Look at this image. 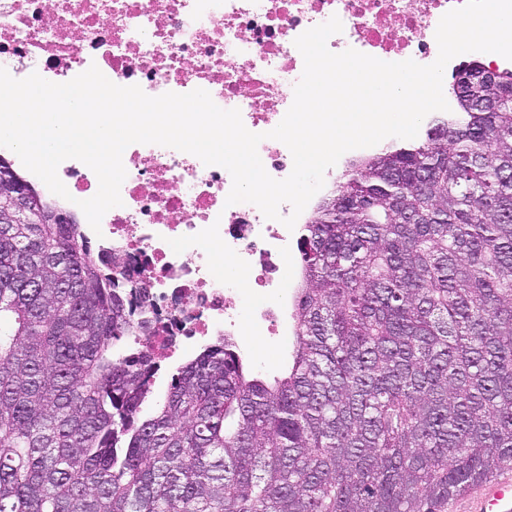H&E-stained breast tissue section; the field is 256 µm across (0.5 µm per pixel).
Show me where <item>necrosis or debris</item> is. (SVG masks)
<instances>
[{"instance_id":"4bbe7bcc","label":"necrosis or debris","mask_w":512,"mask_h":512,"mask_svg":"<svg viewBox=\"0 0 512 512\" xmlns=\"http://www.w3.org/2000/svg\"><path fill=\"white\" fill-rule=\"evenodd\" d=\"M465 0H0V67L64 83L90 66L113 83L151 96L206 90L239 109L267 173L289 176L288 147L267 138L294 99L304 60L295 39L338 16L327 46L386 62L427 65L438 56L441 17ZM122 206L102 218L100 253L116 252L148 286L144 343L157 364L188 343L243 329L245 318L274 322L272 302L244 303L222 261L248 269L261 293L285 287L288 230L249 203L227 205L223 167L156 144L123 153Z\"/></svg>"}]
</instances>
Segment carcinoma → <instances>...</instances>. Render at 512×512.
I'll return each mask as SVG.
<instances>
[{"label": "carcinoma", "mask_w": 512, "mask_h": 512, "mask_svg": "<svg viewBox=\"0 0 512 512\" xmlns=\"http://www.w3.org/2000/svg\"><path fill=\"white\" fill-rule=\"evenodd\" d=\"M352 164L297 240L293 363L155 365L147 289L0 164V512H448L512 470V70ZM446 135L438 144L437 131ZM134 337V348H120Z\"/></svg>", "instance_id": "cac0c4a2"}]
</instances>
